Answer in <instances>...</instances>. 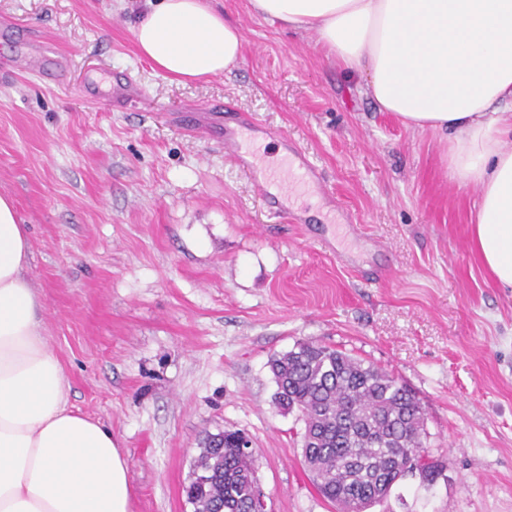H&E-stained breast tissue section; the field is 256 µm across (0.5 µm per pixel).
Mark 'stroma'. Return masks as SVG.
Listing matches in <instances>:
<instances>
[{"label":"stroma","mask_w":512,"mask_h":512,"mask_svg":"<svg viewBox=\"0 0 512 512\" xmlns=\"http://www.w3.org/2000/svg\"><path fill=\"white\" fill-rule=\"evenodd\" d=\"M243 37L230 72L179 83L135 47L142 0H0V57L48 42L63 81L0 67V194L31 231L43 335L71 404L111 427L133 512H194L206 435L248 433L268 512H336L274 403L271 357L302 339L391 370L419 396L444 467L369 512H512V288L473 249L479 189L448 144L406 127L248 0H209ZM120 83L106 109L87 76ZM228 106L292 139L335 192L272 217L247 174L177 117Z\"/></svg>","instance_id":"35a3bbf8"}]
</instances>
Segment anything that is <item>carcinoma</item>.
<instances>
[{
  "label": "carcinoma",
  "instance_id": "carcinoma-1",
  "mask_svg": "<svg viewBox=\"0 0 512 512\" xmlns=\"http://www.w3.org/2000/svg\"><path fill=\"white\" fill-rule=\"evenodd\" d=\"M270 368L277 403L302 414L316 487L342 512H367L380 502L377 484L391 489L413 469L426 480L438 473L424 445L420 398L392 373L308 339L273 356ZM234 435L204 438L187 493L195 512H249L255 458L234 445Z\"/></svg>",
  "mask_w": 512,
  "mask_h": 512
}]
</instances>
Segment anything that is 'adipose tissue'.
<instances>
[{
  "instance_id": "obj_1",
  "label": "adipose tissue",
  "mask_w": 512,
  "mask_h": 512,
  "mask_svg": "<svg viewBox=\"0 0 512 512\" xmlns=\"http://www.w3.org/2000/svg\"><path fill=\"white\" fill-rule=\"evenodd\" d=\"M312 31L327 60L411 128L441 133L448 165L479 186L478 254L512 288V0H249ZM138 51L170 79L229 70L240 29L205 0H146ZM13 199L0 195V512H133L110 427L74 411L71 384L42 333L43 300Z\"/></svg>"
}]
</instances>
